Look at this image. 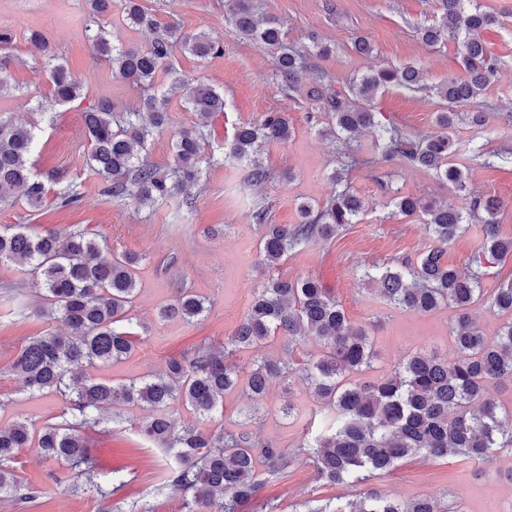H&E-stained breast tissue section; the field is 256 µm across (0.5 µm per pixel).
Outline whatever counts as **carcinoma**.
I'll use <instances>...</instances> for the list:
<instances>
[{"label": "carcinoma", "mask_w": 512, "mask_h": 512, "mask_svg": "<svg viewBox=\"0 0 512 512\" xmlns=\"http://www.w3.org/2000/svg\"><path fill=\"white\" fill-rule=\"evenodd\" d=\"M228 3L233 5L230 16L238 32L273 54L277 84L294 89L308 68L307 57L288 46L280 21L256 18L249 0ZM440 6L439 23L423 28L422 40L430 47L445 39L457 41L464 73L448 79L438 94L453 104H474L497 69L482 43L483 31L496 23V17L467 6V0H440ZM119 8L127 25L148 31L151 39L141 47L115 43L108 30L112 0H88L86 30L95 58L136 87H153L159 74H165L195 121L175 133L172 161L161 167L149 162L146 154L154 135L169 127L167 93L146 95L129 111L109 101L95 102L83 111L89 136L87 166L113 198L153 209L200 180L213 118L225 107L223 93L175 69L173 51L179 47L205 59L222 54L224 46L206 32L190 34L161 23L141 0H120ZM48 59L53 61L52 94L44 107L81 99L78 81L54 55ZM420 80L415 65L384 67L362 76L346 94L333 89L329 77L319 73L307 92L313 108L308 118H316V109L328 113L331 122L319 133L333 139H353L364 130L372 131L378 162L399 161L431 170L465 193L468 174L452 163L460 151L453 129L459 123L483 125V112H440L438 131L416 141L394 125L375 121L367 108L386 87H413ZM291 136L287 113L266 112L256 123L236 130L224 147V159L246 165L251 184L260 187L269 178L259 160L261 147L286 143ZM35 138L34 127L0 117V206L12 203L18 194L38 208L48 183L57 180L54 174L41 177L33 172L30 154ZM500 205L495 197L471 195L463 209L435 208L410 195L398 198L395 206L400 214L424 217L431 245L414 261L367 269L362 278L403 312L424 315L442 306L453 308L450 333L456 356L448 360L417 352L376 380L355 378L374 361L372 336L347 320L331 291L311 276L273 274L288 251L327 240L343 225L358 222L362 200L346 187L335 191L323 208L300 204L297 224H269L266 209L254 210L251 218L261 232L262 264L270 275L223 349L198 345L171 359L164 373L120 385L87 377L74 368L109 365L132 353L135 340L122 322L135 297L134 269L140 257L124 253L103 258L99 242L82 230L39 233L24 224L0 230V263L19 260L40 275L46 286L47 314L66 329L61 335L31 338L13 368L32 394L58 395L67 403L61 421L39 430L24 421L0 425V498L27 502L39 497L40 490L25 485L12 466L27 448L37 449L47 461L66 464L84 491L103 493V485L112 479L96 469L81 428L92 412L117 404L149 411L144 434L175 458V465L164 473L163 487L181 497L186 512H203L215 504L224 512H239L263 485L287 476L288 469L302 462L314 465L319 480L336 485L358 484L364 473L388 472L410 458L465 457L489 463L500 451L512 453V410L489 394L503 380L512 382V283L488 297L482 288V264L512 257V239L501 237L498 229ZM469 217L483 224V244L473 258L477 270L463 274L448 266L445 255ZM481 301L506 317L491 337L470 317L472 306ZM206 312L205 300L182 288L162 306L159 318L190 325ZM276 336L284 338L279 357L263 358L243 375L228 361L238 351L259 347ZM306 337L318 342L321 353L296 363L293 345ZM297 376L307 381L326 415L316 435L294 448H282L259 435L262 401L271 381L289 385ZM237 388L247 393L252 406L240 412L235 432L185 425L173 414V405L180 403L214 422L224 416V396ZM350 512H448V505L431 497L400 501L368 491L351 504Z\"/></svg>", "instance_id": "1"}]
</instances>
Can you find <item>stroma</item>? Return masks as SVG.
Instances as JSON below:
<instances>
[{"instance_id":"stroma-1","label":"stroma","mask_w":512,"mask_h":512,"mask_svg":"<svg viewBox=\"0 0 512 512\" xmlns=\"http://www.w3.org/2000/svg\"><path fill=\"white\" fill-rule=\"evenodd\" d=\"M226 0H143L162 23L188 33L204 31L224 42L221 55L200 59L175 52L172 63L184 76L223 92L226 107L214 118L211 146L232 140L239 126L255 122L263 113H287L292 136L285 143L264 146L261 159L269 173L263 186H253L246 166L223 159L203 162L200 183L191 187L192 209L178 200L140 210L128 200L104 193L100 179L85 166L88 135L83 112L70 104L51 112L37 111L39 101L51 95L49 65L28 40L41 32L80 82L86 103L100 99L117 108L138 105L140 93L115 78L107 63L95 60L85 25L87 0H0V27L16 38L8 48L13 89L0 99V115L39 129L33 156L37 173H52L56 182L42 206L25 202L0 207V227L27 224L38 230L74 226L102 239L106 253L140 255L138 290L129 311V331L139 341L122 362L96 370L97 378L122 383L156 375L169 358L204 343L221 347L248 313L266 272L260 265V232L251 220L253 209L268 206L275 224L298 221V206L325 205L333 192L330 180L341 172L346 185L363 199L358 223L344 225L331 240L312 241L289 251L279 267L283 276L311 275L329 288L348 321L369 329L376 357L367 370L370 378L389 374L409 354L425 351L442 357L454 354L450 335L454 312L443 308L418 315L393 309L378 292L360 280L362 269L395 266L416 257L430 243L424 219L397 212L394 199L411 195L427 201L464 207L462 193L435 172L398 162H374L371 134L352 141L323 137L307 120L305 88L289 92L272 79L271 54L243 38L226 20ZM494 13L497 24L483 34L486 49L498 62V73L481 99L486 125H458L454 136L465 147L455 164L468 174L470 189L494 196L502 206L499 231L512 238V163L477 165L473 150L512 154V0H476ZM256 15L278 18L289 46L306 50L314 43L330 47L318 59L320 70L333 78L334 89L348 90L352 82L380 67L415 64L422 82L413 88L390 86L371 103L380 122L395 125L415 139L435 132V116L449 110L438 87L463 72L456 41L427 46L420 30L435 24L440 0H253ZM365 37L373 51H355L356 37ZM83 195L81 205L60 206L57 195L69 184ZM190 288L206 299L202 321L187 325L160 321L159 308L178 289ZM43 284L28 268L0 264V424L16 420L38 429L55 422L65 407L55 396L32 394L11 366L28 339L57 329L44 314ZM293 415H284L285 405ZM263 437L284 448L295 446L319 428L318 406L302 379L286 386L273 382L264 399ZM145 416L137 406L105 411L99 423L83 430L85 446L98 468L113 478L111 494L73 492L66 465L45 462L34 450L21 452L16 473L40 489L34 501L22 504L0 500V512H184L178 496L163 489L165 470L174 463L164 447L147 441L137 424ZM512 454L502 452L489 464L470 459L409 460L386 474H373L363 483L371 489L404 500L430 496L446 501L453 512H512ZM353 490L318 481L312 464L294 467L287 478L265 484L243 505L242 512H307L330 505L347 512Z\"/></svg>"}]
</instances>
